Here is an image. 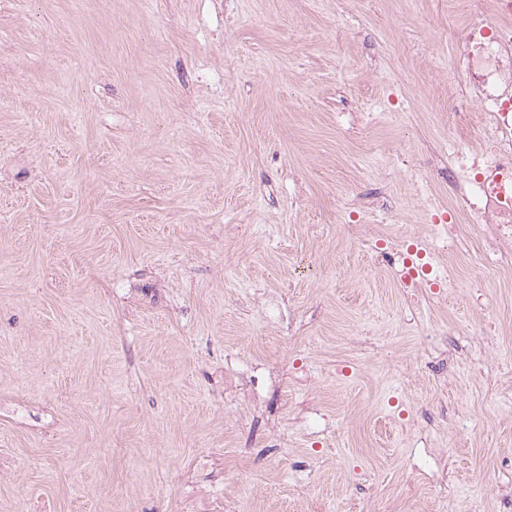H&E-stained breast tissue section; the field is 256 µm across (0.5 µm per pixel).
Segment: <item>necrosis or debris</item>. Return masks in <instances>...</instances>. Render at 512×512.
Here are the masks:
<instances>
[{"label": "necrosis or debris", "instance_id": "necrosis-or-debris-1", "mask_svg": "<svg viewBox=\"0 0 512 512\" xmlns=\"http://www.w3.org/2000/svg\"><path fill=\"white\" fill-rule=\"evenodd\" d=\"M500 22L471 20L468 24L464 70L476 92L472 106L485 113L493 134L478 154L457 149L444 169L449 183L465 192L468 223L484 232L480 249L472 256L478 278L493 277L485 264L484 247H491L498 262L512 265V0H497ZM469 172L472 183L459 181Z\"/></svg>", "mask_w": 512, "mask_h": 512}]
</instances>
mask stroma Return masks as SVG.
I'll list each match as a JSON object with an SVG mask.
<instances>
[{
  "instance_id": "obj_1",
  "label": "stroma",
  "mask_w": 512,
  "mask_h": 512,
  "mask_svg": "<svg viewBox=\"0 0 512 512\" xmlns=\"http://www.w3.org/2000/svg\"><path fill=\"white\" fill-rule=\"evenodd\" d=\"M476 14L0 0V512H500L512 271L386 247L455 220Z\"/></svg>"
}]
</instances>
